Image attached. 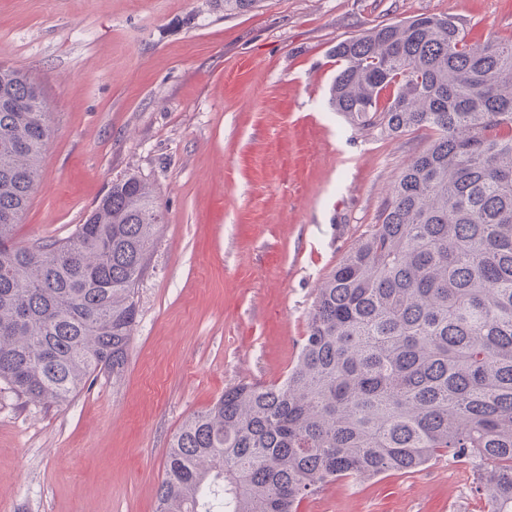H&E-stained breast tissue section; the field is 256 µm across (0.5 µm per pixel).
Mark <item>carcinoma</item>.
<instances>
[{
  "mask_svg": "<svg viewBox=\"0 0 512 512\" xmlns=\"http://www.w3.org/2000/svg\"><path fill=\"white\" fill-rule=\"evenodd\" d=\"M334 56L333 111L428 144L317 288L284 379L225 390L173 436L156 512H298L327 483L445 454L512 512V40L418 16ZM50 134L40 86L1 66L0 381L62 405L121 377L164 216L126 175L71 236L18 245Z\"/></svg>",
  "mask_w": 512,
  "mask_h": 512,
  "instance_id": "obj_1",
  "label": "carcinoma"
}]
</instances>
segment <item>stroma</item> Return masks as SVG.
Segmentation results:
<instances>
[{
  "instance_id": "stroma-1",
  "label": "stroma",
  "mask_w": 512,
  "mask_h": 512,
  "mask_svg": "<svg viewBox=\"0 0 512 512\" xmlns=\"http://www.w3.org/2000/svg\"><path fill=\"white\" fill-rule=\"evenodd\" d=\"M442 15L512 39V0H0V66L41 84L51 137L19 244L68 236L113 179L165 216L120 379L66 406L0 383V505L154 512L179 427L243 382L281 381L323 278L424 145L327 106L336 43ZM475 464L339 479L300 512H484Z\"/></svg>"
}]
</instances>
